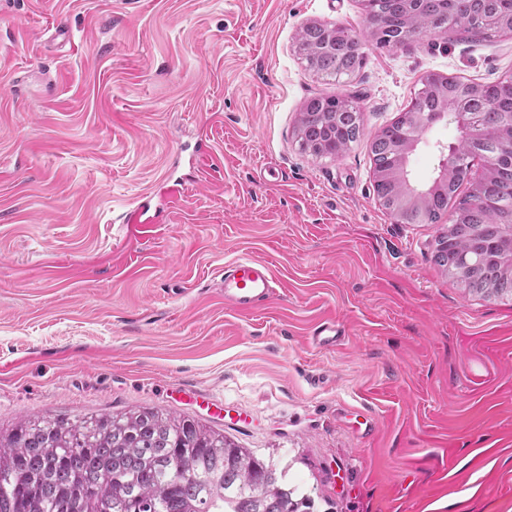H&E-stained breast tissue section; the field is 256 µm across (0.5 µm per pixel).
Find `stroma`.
I'll list each match as a JSON object with an SVG mask.
<instances>
[{
    "instance_id": "stroma-1",
    "label": "stroma",
    "mask_w": 512,
    "mask_h": 512,
    "mask_svg": "<svg viewBox=\"0 0 512 512\" xmlns=\"http://www.w3.org/2000/svg\"><path fill=\"white\" fill-rule=\"evenodd\" d=\"M310 24L350 28L359 70H310ZM429 74L495 83L512 37L380 48L359 0H0V431L157 408L317 512H512V299L463 288L434 260L446 220L397 222L374 191L371 143ZM327 96L361 112L337 157L298 132ZM458 138L428 128L411 179ZM243 256L277 282L247 314L220 287Z\"/></svg>"
}]
</instances>
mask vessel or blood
Instances as JSON below:
<instances>
[{"label": "vessel or blood", "instance_id": "obj_1", "mask_svg": "<svg viewBox=\"0 0 512 512\" xmlns=\"http://www.w3.org/2000/svg\"><path fill=\"white\" fill-rule=\"evenodd\" d=\"M269 265L254 258H240L224 266V302L240 311L252 312L262 307L273 291Z\"/></svg>", "mask_w": 512, "mask_h": 512}]
</instances>
